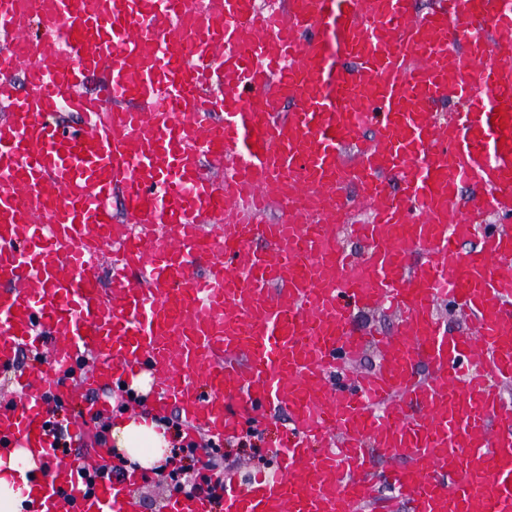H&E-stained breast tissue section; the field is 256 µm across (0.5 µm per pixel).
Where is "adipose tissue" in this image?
I'll return each mask as SVG.
<instances>
[{"mask_svg": "<svg viewBox=\"0 0 512 512\" xmlns=\"http://www.w3.org/2000/svg\"><path fill=\"white\" fill-rule=\"evenodd\" d=\"M121 451L140 468L150 469L163 460L168 446L165 433L153 420L133 417L120 421L110 430ZM36 462L29 450L16 449L8 460H0V512H22L31 490V471Z\"/></svg>", "mask_w": 512, "mask_h": 512, "instance_id": "1", "label": "adipose tissue"}]
</instances>
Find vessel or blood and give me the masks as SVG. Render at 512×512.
<instances>
[{"label":"vessel or blood","instance_id":"vessel-or-blood-1","mask_svg":"<svg viewBox=\"0 0 512 512\" xmlns=\"http://www.w3.org/2000/svg\"><path fill=\"white\" fill-rule=\"evenodd\" d=\"M380 307L398 332L351 330ZM369 345L379 368L353 370ZM143 366L189 439L279 407L293 431L280 475L167 512H369L381 483L383 512H512V0H0V458L37 452L30 512H138L135 474L83 489L108 446L69 459L46 423L85 435Z\"/></svg>","mask_w":512,"mask_h":512}]
</instances>
